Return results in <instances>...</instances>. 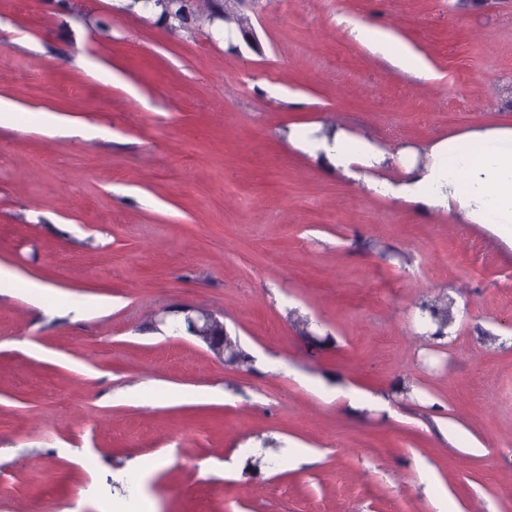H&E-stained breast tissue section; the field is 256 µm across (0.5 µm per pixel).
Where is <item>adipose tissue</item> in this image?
Here are the masks:
<instances>
[{"mask_svg": "<svg viewBox=\"0 0 512 512\" xmlns=\"http://www.w3.org/2000/svg\"><path fill=\"white\" fill-rule=\"evenodd\" d=\"M355 30L400 65L425 70L423 59L388 31L364 23ZM296 143L374 193L446 210L467 224H493L512 237V127H488L440 140L429 150V163L402 182L372 175L386 152L368 138L339 129L328 136L300 137Z\"/></svg>", "mask_w": 512, "mask_h": 512, "instance_id": "obj_1", "label": "adipose tissue"}]
</instances>
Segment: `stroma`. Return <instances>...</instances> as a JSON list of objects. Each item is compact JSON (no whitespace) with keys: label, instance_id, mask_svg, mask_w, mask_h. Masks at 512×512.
I'll return each instance as SVG.
<instances>
[{"label":"stroma","instance_id":"1","mask_svg":"<svg viewBox=\"0 0 512 512\" xmlns=\"http://www.w3.org/2000/svg\"><path fill=\"white\" fill-rule=\"evenodd\" d=\"M196 6L0 0V265L48 289L0 294V512H512V238L292 140L369 135L402 179L512 125V0H245L248 41ZM193 0H154L152 5L161 8V16L186 26L196 19ZM355 30L360 39L375 45L400 65L417 71H426L427 66L423 59L407 45L394 38L388 31L364 23L357 24ZM173 312L183 314L184 324L188 322L189 333L201 341L216 358L224 361V350L231 351V341L224 323L207 310L183 307Z\"/></svg>","mask_w":512,"mask_h":512}]
</instances>
